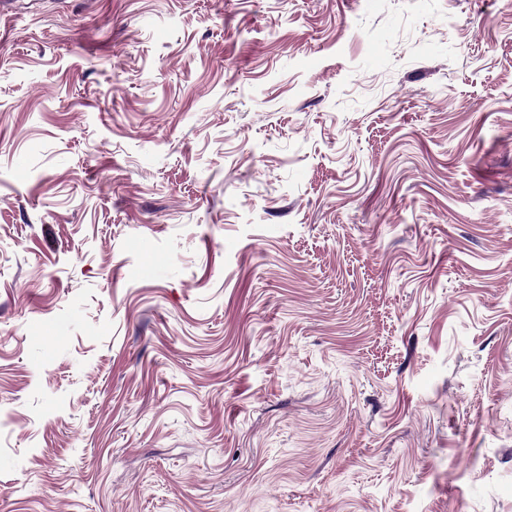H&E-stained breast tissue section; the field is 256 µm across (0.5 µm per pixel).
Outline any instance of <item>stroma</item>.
<instances>
[{
	"mask_svg": "<svg viewBox=\"0 0 512 512\" xmlns=\"http://www.w3.org/2000/svg\"><path fill=\"white\" fill-rule=\"evenodd\" d=\"M0 512H512V0H16Z\"/></svg>",
	"mask_w": 512,
	"mask_h": 512,
	"instance_id": "stroma-1",
	"label": "stroma"
}]
</instances>
